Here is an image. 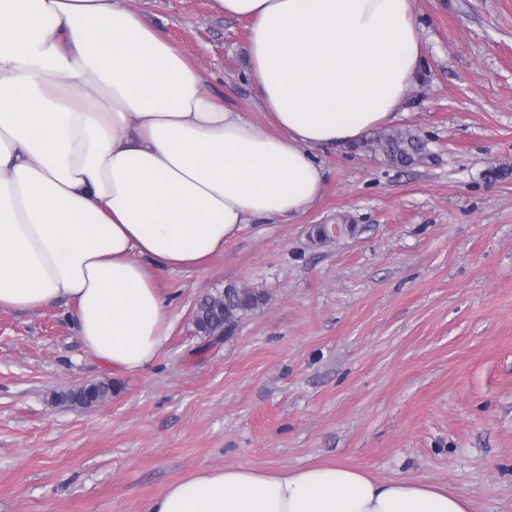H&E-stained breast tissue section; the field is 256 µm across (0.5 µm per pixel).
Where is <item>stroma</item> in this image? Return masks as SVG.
<instances>
[{
	"instance_id": "1",
	"label": "stroma",
	"mask_w": 512,
	"mask_h": 512,
	"mask_svg": "<svg viewBox=\"0 0 512 512\" xmlns=\"http://www.w3.org/2000/svg\"><path fill=\"white\" fill-rule=\"evenodd\" d=\"M413 2L425 63L391 128L427 163L316 148L304 214L161 273L174 323L142 372L90 355L66 305L0 310V512H146L204 470L336 462L512 512V0ZM126 3L225 106L266 121L247 22L210 0ZM316 224L357 232L321 242ZM230 284L266 300L208 341L194 308ZM104 380L117 391L95 406L55 400Z\"/></svg>"
}]
</instances>
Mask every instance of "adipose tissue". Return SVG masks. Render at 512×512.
I'll list each match as a JSON object with an SVG mask.
<instances>
[{"mask_svg":"<svg viewBox=\"0 0 512 512\" xmlns=\"http://www.w3.org/2000/svg\"><path fill=\"white\" fill-rule=\"evenodd\" d=\"M247 21L266 127L124 0H0V309L65 302L86 351L139 373L172 329L158 275L317 199L315 146L391 124L424 63L413 0H213ZM342 464L200 472L147 512H470Z\"/></svg>","mask_w":512,"mask_h":512,"instance_id":"obj_1","label":"adipose tissue"}]
</instances>
